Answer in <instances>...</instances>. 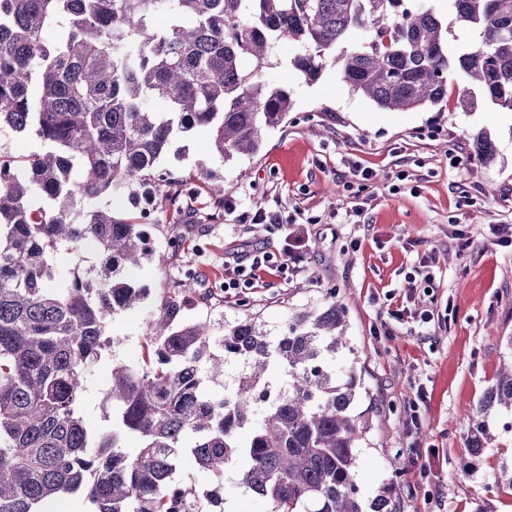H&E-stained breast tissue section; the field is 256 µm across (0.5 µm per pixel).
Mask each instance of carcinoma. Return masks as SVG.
Instances as JSON below:
<instances>
[{
  "instance_id": "carcinoma-1",
  "label": "carcinoma",
  "mask_w": 512,
  "mask_h": 512,
  "mask_svg": "<svg viewBox=\"0 0 512 512\" xmlns=\"http://www.w3.org/2000/svg\"><path fill=\"white\" fill-rule=\"evenodd\" d=\"M447 7L475 45L450 47L443 18L413 0H0V127L41 145L0 151V512H68L72 499L85 512H217L215 491L174 484L186 455L216 477L245 459L237 484L271 512H398L392 484L369 498L356 481L377 403L362 406L356 365L336 368L354 352L347 306L293 313L278 337L246 317L216 339L162 297L141 359L112 361L110 322L151 295L128 269L153 250L143 224L98 201L125 187L136 206L158 204L159 164L196 128L227 160L255 153L293 108L263 77L283 41L305 82L332 62L385 111L446 104L457 75L512 112V0ZM474 152L494 162L482 134ZM89 247L92 270L60 280L57 254L79 268ZM231 358L244 369L215 398L208 386ZM103 363L107 429L83 410L87 371ZM495 407L512 415V362L472 416L476 457Z\"/></svg>"
}]
</instances>
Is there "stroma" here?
<instances>
[{
	"label": "stroma",
	"mask_w": 512,
	"mask_h": 512,
	"mask_svg": "<svg viewBox=\"0 0 512 512\" xmlns=\"http://www.w3.org/2000/svg\"><path fill=\"white\" fill-rule=\"evenodd\" d=\"M292 51L281 44L264 70L287 87L293 109L256 154L223 160L206 130L173 143L162 164L167 201L144 220L157 260L133 276L161 298L179 294L193 271L181 316L216 337L247 315L277 336L289 313L343 300L358 364L381 400L374 445L359 459L362 490L391 482L401 512H512V487L498 480L512 464V417L491 412V449L477 459L467 450L469 416L512 336V242L503 234L512 227V112L480 101L385 112L350 92L335 65L305 83L287 65ZM481 133L496 153L488 166L473 157ZM203 168L230 187V205L215 206ZM257 213L268 223H253ZM463 235L472 240L465 252ZM258 250L275 272L237 275ZM399 306L410 311L401 321L388 314ZM419 308L434 313L425 332L411 316ZM153 316L149 302L113 319V358L141 357ZM416 442L436 451L425 478ZM174 479L218 491L225 512L270 510L231 468L217 478L186 458Z\"/></svg>",
	"instance_id": "obj_1"
}]
</instances>
